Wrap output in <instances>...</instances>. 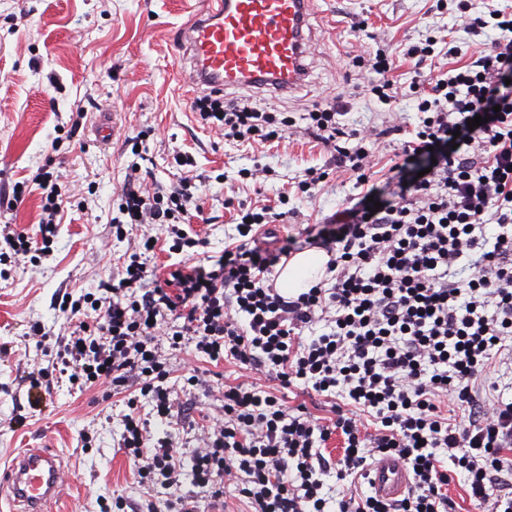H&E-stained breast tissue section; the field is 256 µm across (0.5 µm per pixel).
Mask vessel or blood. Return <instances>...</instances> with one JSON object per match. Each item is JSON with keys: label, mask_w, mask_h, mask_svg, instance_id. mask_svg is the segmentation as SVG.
Wrapping results in <instances>:
<instances>
[{"label": "vessel or blood", "mask_w": 512, "mask_h": 512, "mask_svg": "<svg viewBox=\"0 0 512 512\" xmlns=\"http://www.w3.org/2000/svg\"><path fill=\"white\" fill-rule=\"evenodd\" d=\"M313 0H203L181 36L195 89L272 88L292 92L308 76L307 17ZM368 480L378 496H401L408 473L399 460L370 466ZM64 487L55 449L26 448L0 472V495L10 512H48Z\"/></svg>", "instance_id": "b4317fda"}]
</instances>
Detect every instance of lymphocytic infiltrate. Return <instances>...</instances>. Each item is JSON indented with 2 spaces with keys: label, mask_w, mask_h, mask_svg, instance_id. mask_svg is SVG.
<instances>
[{
  "label": "lymphocytic infiltrate",
  "mask_w": 512,
  "mask_h": 512,
  "mask_svg": "<svg viewBox=\"0 0 512 512\" xmlns=\"http://www.w3.org/2000/svg\"><path fill=\"white\" fill-rule=\"evenodd\" d=\"M435 8L453 10L471 35L493 28L502 37L436 76L426 67L441 54L438 39L408 48L420 123L384 186L369 182L367 132H359V146H341L346 132L337 103L309 114L331 161L367 187L365 198L312 236L331 255L328 278L295 297L278 292L271 273L294 246L257 245L258 229L279 218L264 206L241 211L236 243L211 264L176 263L161 279L135 248L120 279L61 301L72 330L56 358L70 381L118 388L136 376L160 417L176 405L155 342L156 322L168 318L182 323L171 349L187 340L210 361L234 359L285 389L341 392L352 405L334 406V419L323 424L272 393L231 386L223 418H207L202 444L187 459L128 413L122 447L142 483L169 489L187 475L217 501L225 479L237 478L249 512H326L319 476L328 467L341 480L363 478L370 461L392 457L411 477L407 494L387 500L357 489L343 496L338 512H452L444 491L452 469L466 474L478 512H512V400L479 397L482 377L512 339V11H476L470 0H436ZM190 109L237 142L279 138L289 124L210 96L195 98ZM478 115L483 124L468 128ZM138 171L134 165L126 175L113 236L126 238L134 224H159L170 252L199 246L184 229L195 196L191 177L150 189ZM33 182L45 216L36 234L1 239L0 263L25 256L36 264L50 252L61 192L50 172L39 171ZM372 197L382 202L375 212L368 209ZM465 257L473 260L472 275L450 280ZM319 322L325 331L302 341L304 329ZM359 411L374 418V432L361 431ZM335 433L344 448L333 465L322 449Z\"/></svg>",
  "instance_id": "f902f5d3"
}]
</instances>
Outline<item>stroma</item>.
<instances>
[{"label":"stroma","mask_w":512,"mask_h":512,"mask_svg":"<svg viewBox=\"0 0 512 512\" xmlns=\"http://www.w3.org/2000/svg\"><path fill=\"white\" fill-rule=\"evenodd\" d=\"M196 0H0V192L21 183L25 192L12 208L0 207V234L33 231L43 216L39 189L31 178L39 167L59 174L62 219L52 252L39 267L27 260L0 278V469L23 448H54L67 482L53 512H99L100 497L120 495L127 512H141L152 490L140 483L137 467L120 447L129 389L103 398L101 387L78 388L53 368L31 334L41 325L52 335L69 334L59 311L63 294L96 291L117 274L127 242L112 235L110 218L132 161L128 138L141 136L144 168L157 184L170 186L191 175L200 213L185 229L199 236L201 256H217L235 233L240 209L274 207L287 195L288 214L275 235L305 239L308 226L348 207L363 188L351 170H330L329 156L304 118L323 98H336L343 121L358 130L376 129L370 144L375 157L371 180L380 182L418 124L416 100L408 94L412 78L406 50L426 37H444L461 49L459 57L436 59L441 70L462 65L494 30L466 33L455 13L433 10V0H315L310 18L311 55L306 82L290 93L230 90L231 101H246L264 112H285L292 126L282 138L239 145L219 131L202 127L191 112L193 87L188 63L174 39L192 17ZM361 34H353L354 26ZM384 49L395 62L392 77L401 90L395 108L364 91L359 58ZM109 114L111 136L100 139L96 121ZM78 133H71L74 120ZM401 125V133L390 128ZM189 156L191 167L177 164ZM265 167L260 182L242 181V168ZM328 170L312 194L298 183L307 169ZM170 385L184 414L171 423L152 417L147 398L137 412L150 421L154 436L191 453L199 444L195 421L219 414L225 386L256 383L275 391V382L254 377L234 360L213 364L193 347L168 357ZM199 369L201 385L184 386L185 367Z\"/></svg>","instance_id":"1"}]
</instances>
